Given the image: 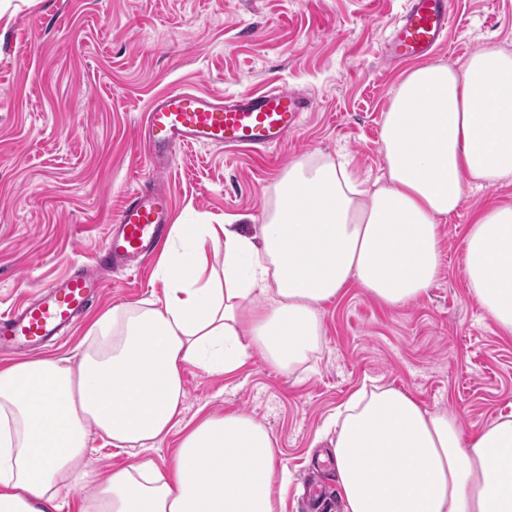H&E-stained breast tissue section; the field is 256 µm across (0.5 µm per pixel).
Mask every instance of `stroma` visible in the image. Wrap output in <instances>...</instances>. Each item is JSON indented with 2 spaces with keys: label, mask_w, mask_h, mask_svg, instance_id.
<instances>
[{
  "label": "stroma",
  "mask_w": 512,
  "mask_h": 512,
  "mask_svg": "<svg viewBox=\"0 0 512 512\" xmlns=\"http://www.w3.org/2000/svg\"><path fill=\"white\" fill-rule=\"evenodd\" d=\"M403 0H0V312L79 266L95 265L107 227L148 168L140 139L154 95L273 85L312 94L301 127L268 158L221 148L184 150L165 174L176 224L244 225L259 234L275 186L293 161L345 155L376 178L382 118L408 69L381 46ZM435 61L463 63L487 45L512 51V0H452ZM512 205V182L468 191L438 226L441 266L428 292L400 307L352 282L319 308L323 336L304 365L279 371L255 355L230 373L182 368L178 424L145 457L171 459L183 426L242 413L273 435L288 470L277 512H310L305 489L335 472L320 431L364 384L401 389L470 433L512 414V336L469 292L462 240L474 214ZM156 262L110 277L60 343L67 358L100 315L161 296ZM85 462L98 480L133 456L90 432Z\"/></svg>",
  "instance_id": "35a3bbf8"
}]
</instances>
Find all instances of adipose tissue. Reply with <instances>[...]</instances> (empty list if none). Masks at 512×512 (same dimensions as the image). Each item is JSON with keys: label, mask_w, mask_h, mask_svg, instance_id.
Returning a JSON list of instances; mask_svg holds the SVG:
<instances>
[{"label": "adipose tissue", "mask_w": 512, "mask_h": 512, "mask_svg": "<svg viewBox=\"0 0 512 512\" xmlns=\"http://www.w3.org/2000/svg\"><path fill=\"white\" fill-rule=\"evenodd\" d=\"M385 170L364 186L345 159L301 158L275 187L259 236L239 224H177L157 269L162 297L117 306L88 332L77 364L0 367V512H55L62 486L89 484V431L153 448L178 421L182 367L236 370L252 354L304 364L319 307L358 282L398 307L440 268L438 225L470 186L512 181V52L486 46L458 67L406 71L383 115ZM464 275L512 335V206L480 211ZM344 512H512V418L465 433L455 415L406 392L359 391L336 412ZM274 437L239 413L187 426L168 468L112 471L81 512H276L286 481Z\"/></svg>", "instance_id": "1"}]
</instances>
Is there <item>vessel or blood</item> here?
I'll list each match as a JSON object with an SVG mask.
<instances>
[{
  "mask_svg": "<svg viewBox=\"0 0 512 512\" xmlns=\"http://www.w3.org/2000/svg\"><path fill=\"white\" fill-rule=\"evenodd\" d=\"M451 23L449 0H405L384 45L393 61L429 58ZM313 97L272 87L231 96L172 89L153 100L144 121L146 157L152 169L169 168L191 147L264 155L299 129ZM171 196L152 184L132 192L106 235L100 266L115 272L138 270L167 235ZM104 287L100 276L77 271L51 283L38 297L0 315V353L22 354L72 325Z\"/></svg>",
  "mask_w": 512,
  "mask_h": 512,
  "instance_id": "obj_1",
  "label": "vessel or blood"
}]
</instances>
